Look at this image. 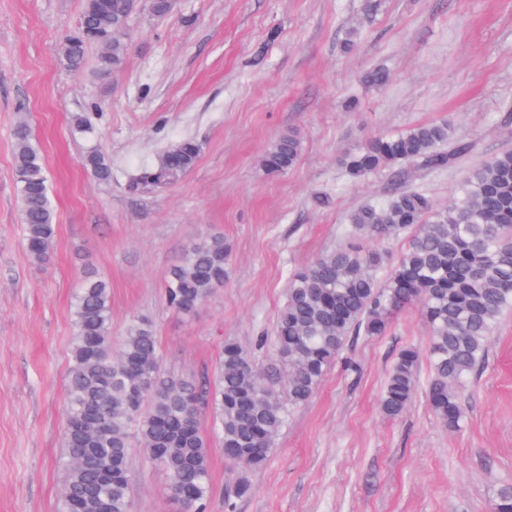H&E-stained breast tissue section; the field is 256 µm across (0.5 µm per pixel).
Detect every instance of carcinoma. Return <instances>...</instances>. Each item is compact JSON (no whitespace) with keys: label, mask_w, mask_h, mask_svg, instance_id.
Masks as SVG:
<instances>
[{"label":"carcinoma","mask_w":512,"mask_h":512,"mask_svg":"<svg viewBox=\"0 0 512 512\" xmlns=\"http://www.w3.org/2000/svg\"><path fill=\"white\" fill-rule=\"evenodd\" d=\"M128 4L85 0L80 26L62 49L71 71L83 69L91 45L102 47V73L122 67ZM469 148L449 124H424L372 136L345 153L341 165L352 178L396 171L405 163L442 170ZM299 153L298 135L283 133L266 150L262 167L269 175L285 174ZM198 157L197 143L182 139L154 162L137 165L130 185L166 188ZM84 166L99 180L112 178L109 161L95 149L86 153ZM14 173L23 243L34 261L44 263L56 236V214L42 153L27 133L15 134ZM349 223L347 244L289 277L273 332L274 359L261 369L248 350L227 339L208 384L162 371L158 339L146 319L132 321L114 350L109 285L93 273L84 276L72 307L61 512H131L128 458L136 444L166 473L169 496L181 510L204 512L211 489V442L201 430L205 415L213 418L225 460L240 471L234 496L248 495V473L267 464L290 411L311 400L351 339L386 335L393 315L414 302L429 335L427 403L443 427L460 426V388L485 364L500 318L512 313V151L470 171L446 208H437L421 190L404 189L380 205L360 206ZM403 234L406 247L390 267L383 253L359 243ZM230 257L221 234L192 243L166 272L168 306L194 313L224 286ZM418 366L415 347L398 352L380 400L385 416L407 410L419 384ZM492 512H512V487L499 491Z\"/></svg>","instance_id":"1"}]
</instances>
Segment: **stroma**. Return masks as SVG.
<instances>
[{
	"label": "stroma",
	"instance_id": "stroma-1",
	"mask_svg": "<svg viewBox=\"0 0 512 512\" xmlns=\"http://www.w3.org/2000/svg\"><path fill=\"white\" fill-rule=\"evenodd\" d=\"M83 6L0 0V512L60 510L72 304L85 271L110 285L113 341L135 318L153 322L165 372L212 375L228 337L263 366L274 351L256 340L271 334L289 275L345 243L354 209L398 188L446 207L471 169L512 150V0H174L161 18L139 0L126 61L107 75L95 47L82 72L63 64ZM377 68L389 75L381 86L368 81ZM78 113L93 133L73 129ZM22 121L55 205L43 264L23 245ZM440 121L472 144L455 166L345 175L342 155L368 137ZM286 131L301 140L298 160L266 175L263 155ZM186 137L200 146L190 172L163 191L129 189L139 163ZM92 147L110 161V180L84 167ZM214 233L232 247L229 276L194 314L177 313L165 273ZM427 344L413 304L388 335L350 345L357 372L334 365L292 411L247 497H233L237 471L213 448L205 512H491L512 485V314L464 389L459 429L443 428L420 392L401 417L380 410L398 351ZM130 468L132 512H179L142 449Z\"/></svg>",
	"mask_w": 512,
	"mask_h": 512
}]
</instances>
